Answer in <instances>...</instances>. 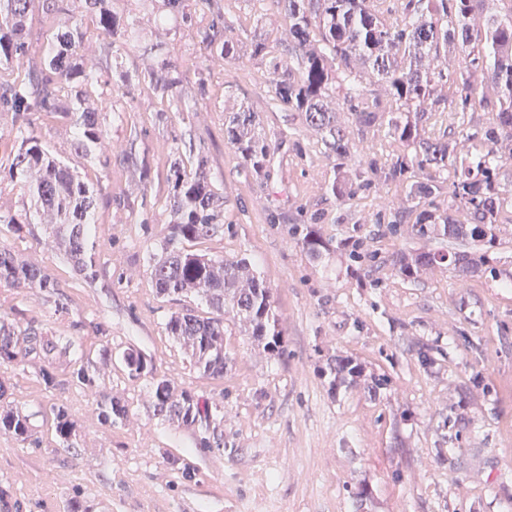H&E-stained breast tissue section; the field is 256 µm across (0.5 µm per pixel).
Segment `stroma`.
<instances>
[{"instance_id":"35a3bbf8","label":"stroma","mask_w":512,"mask_h":512,"mask_svg":"<svg viewBox=\"0 0 512 512\" xmlns=\"http://www.w3.org/2000/svg\"><path fill=\"white\" fill-rule=\"evenodd\" d=\"M65 11L36 12L27 23L31 57L52 49L74 21L94 30L82 0ZM191 21L169 14L155 25L141 0H117L142 45L162 41L181 73L179 103L167 106L139 76L140 51L122 52V69L137 82L116 105L90 96L88 105L114 148L78 151L72 122L32 117L51 156L96 197L90 239L98 275L86 280L52 242L10 166L20 140L12 115L0 112V216L25 219L22 230L0 223V246L57 281V294L0 288V311L21 330L55 345L47 355L0 366L11 404L28 415L39 445L0 433V512H512V224L500 225L494 247L470 240H421L401 224L373 223L384 207L404 206L406 185L387 181L340 203L336 176L320 133L300 113L278 107L261 115L275 150L269 177L247 170L224 134V115L255 99L268 63L261 58L215 65L206 0H190ZM235 34L272 32L284 18L276 0H222ZM358 155L384 167L405 153L387 130L362 134L342 114ZM206 161L224 193V234L194 243L214 258L245 257L273 291L285 341L280 356L264 353L224 313L223 377L196 368L166 330L169 316H209L198 297L158 294L148 266L172 219L167 177L175 148ZM315 222L330 251L312 257L291 233L289 217ZM366 241L374 257L365 277L350 275L340 245ZM468 251L486 255L489 270L461 276L446 263L407 280L391 265L398 252ZM110 362L98 359L101 347ZM135 349L149 374L130 376L122 358ZM351 359L365 377L386 379L377 392L363 383L331 386V359ZM92 364L100 385L71 380ZM63 387H46L43 370ZM172 380L209 402L213 418L186 427L152 415L153 383ZM120 399L125 420L104 426L100 397ZM66 406L77 444L50 428L52 407ZM219 430L220 448L198 447Z\"/></svg>"}]
</instances>
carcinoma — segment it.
<instances>
[{"instance_id":"cac0c4a2","label":"carcinoma","mask_w":512,"mask_h":512,"mask_svg":"<svg viewBox=\"0 0 512 512\" xmlns=\"http://www.w3.org/2000/svg\"><path fill=\"white\" fill-rule=\"evenodd\" d=\"M95 14L98 36H116L123 29L112 0H84ZM284 24L277 30L276 46L288 51L297 67H285L272 55L263 35L250 40V56H272L264 88L259 92L269 111L283 104L304 117L306 125L323 134L327 157L332 159L336 178L330 185L336 200L354 198L360 188L369 189L380 180L407 181V212L416 214L411 234L420 239L442 236L472 239L492 246L497 224L512 215V0H499L495 12L480 9L484 0H402L401 22H392L383 9L385 0H281ZM45 5V0H0V106L14 113L20 147L11 169L28 179L31 201L52 218L53 237L85 278L97 276L89 224L96 200L89 187L70 169L47 156L40 136L31 127V113L73 119L81 131L76 148L107 153L98 113L86 104L87 87L98 82L86 61L91 37L76 22L55 36L49 61L40 63L41 77H14L30 61L26 23L28 16ZM210 44L213 58L238 62L244 43L233 32H214ZM147 62L143 77L149 79L161 98L174 102L181 77L172 67L167 44L157 42L144 50ZM159 70L163 78H155ZM441 82L457 87L453 107L436 95ZM380 86L384 98L372 105L365 98L371 87ZM431 108H425L426 102ZM395 110L399 115L386 117ZM492 113L480 130L465 139L480 138L487 146L480 155H464L456 131L445 128L436 137L427 131L433 117L446 111ZM347 112L364 132L388 125L393 138L413 148L411 157L388 168L376 161L355 159V145L339 121ZM230 144L243 164L264 177L273 151L268 137L259 130V113L246 106L224 115ZM452 171L446 178L442 173ZM172 186L168 199L172 220L153 256L150 275L159 294L169 297L199 296L215 312L229 308L240 327L257 346L274 355L283 352L282 332L270 288L244 257L213 259L186 249L185 244L224 232V196L210 181L205 161H184L174 152ZM448 188V203L437 198ZM466 214L461 222L456 214ZM292 235L308 252L317 256L328 244L317 235L313 224H295ZM363 242L348 246V259L356 272L364 270ZM448 261V255L420 251L396 256L394 268L406 279H416L426 269ZM453 264L466 276L480 264L466 252L453 255ZM0 287L56 292L57 283L47 270L20 260L0 247ZM167 330L191 353L204 374L224 377L223 319L202 318L191 312L177 313ZM54 345L33 330L16 332L0 321V364H18L26 357L48 353ZM129 374L148 371L147 359L130 350L123 357ZM331 384H351L362 374L352 360L328 364ZM153 415L191 426L210 419L208 405L160 379L150 394ZM106 425L127 416L121 401L105 396L100 403ZM52 427L67 447H75L76 426L62 406L52 409ZM0 432L22 442L31 440L29 417L7 401L0 383Z\"/></svg>"}]
</instances>
